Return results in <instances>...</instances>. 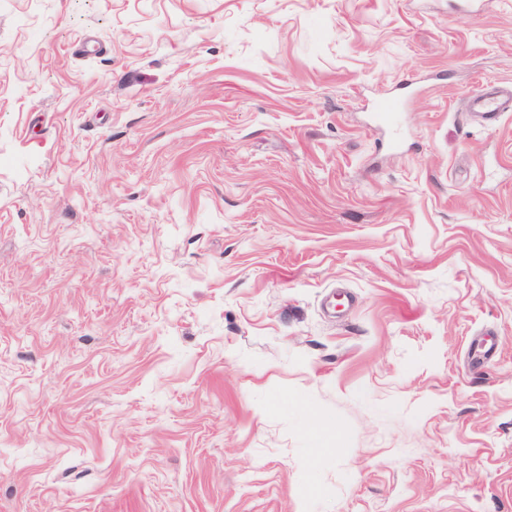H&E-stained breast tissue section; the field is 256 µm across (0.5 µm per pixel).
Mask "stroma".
<instances>
[{
	"label": "stroma",
	"mask_w": 512,
	"mask_h": 512,
	"mask_svg": "<svg viewBox=\"0 0 512 512\" xmlns=\"http://www.w3.org/2000/svg\"><path fill=\"white\" fill-rule=\"evenodd\" d=\"M493 86L512 0H0V512H512ZM467 107L471 116L495 125L504 112H512V90L487 91L481 96L469 98Z\"/></svg>",
	"instance_id": "35a3bbf8"
}]
</instances>
